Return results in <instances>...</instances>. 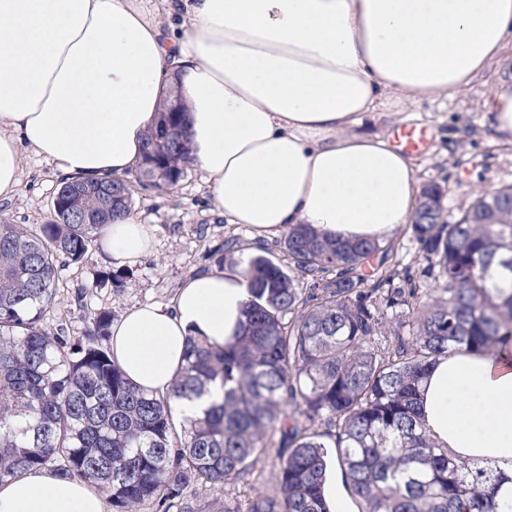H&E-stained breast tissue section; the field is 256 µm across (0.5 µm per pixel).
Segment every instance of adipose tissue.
Wrapping results in <instances>:
<instances>
[{
	"label": "adipose tissue",
	"instance_id": "ef3b65f1",
	"mask_svg": "<svg viewBox=\"0 0 512 512\" xmlns=\"http://www.w3.org/2000/svg\"><path fill=\"white\" fill-rule=\"evenodd\" d=\"M182 20L171 36L157 14ZM512 44V0H0V199L21 150L67 178L124 176L142 160L163 91L187 111L194 165L226 223L260 237L312 225L342 240L388 243L413 216L415 163L363 132L385 101L465 93ZM512 144V82L486 100ZM135 216L106 226L117 264L148 253ZM249 298L243 267L188 278L169 304L112 324L115 362L137 387L169 391L188 337L224 343ZM439 447L488 458L509 475L512 361L452 352L424 392ZM0 512H106L88 481L41 468L0 483Z\"/></svg>",
	"mask_w": 512,
	"mask_h": 512
}]
</instances>
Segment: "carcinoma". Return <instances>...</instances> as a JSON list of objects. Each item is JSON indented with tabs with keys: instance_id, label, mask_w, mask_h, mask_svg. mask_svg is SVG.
Returning <instances> with one entry per match:
<instances>
[{
	"instance_id": "carcinoma-1",
	"label": "carcinoma",
	"mask_w": 512,
	"mask_h": 512,
	"mask_svg": "<svg viewBox=\"0 0 512 512\" xmlns=\"http://www.w3.org/2000/svg\"><path fill=\"white\" fill-rule=\"evenodd\" d=\"M168 106L145 136L135 174L145 189L176 186L192 164L183 113ZM107 185L121 193L104 195ZM56 196L62 211L46 224L0 220V482L43 467L96 484L112 512L147 501L193 512L185 489L243 481L292 405L303 421L276 451L279 495L254 486L245 500L224 497L222 512H331L333 463L362 512H496L503 474L437 447L420 409L429 369L449 351L512 355V185L480 193L453 224L414 213L422 257L444 279L437 297L399 268L392 242L289 228L288 265L262 254L245 262L250 299L237 336L188 338L162 398L113 361L111 312L95 315L81 340L43 324L61 267L132 210L131 182L63 179ZM69 209L90 222L68 221ZM212 386L223 399L175 423L170 402Z\"/></svg>"
}]
</instances>
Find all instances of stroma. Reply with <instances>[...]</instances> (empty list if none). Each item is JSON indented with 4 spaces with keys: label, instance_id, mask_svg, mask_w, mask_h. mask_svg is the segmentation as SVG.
<instances>
[{
    "label": "stroma",
    "instance_id": "stroma-1",
    "mask_svg": "<svg viewBox=\"0 0 512 512\" xmlns=\"http://www.w3.org/2000/svg\"><path fill=\"white\" fill-rule=\"evenodd\" d=\"M510 77L512 60L507 58L479 76L466 95L409 107L394 104L364 119L367 131L389 142L400 127L425 129L427 145L413 155L417 178L424 186L439 185L447 222L458 221L479 190L512 184V146L495 142L484 121L489 85ZM201 177L193 168L174 189L136 190L132 210L151 230V252L116 266L97 244L82 262L62 267L45 327L65 329L79 339L97 313L117 318L138 305L169 302L187 277L223 270L230 257L245 260L264 251L287 262L282 236L256 238L249 227L225 223L213 212ZM59 183L52 165L23 151L20 185L11 199L0 200V218L28 226L47 223ZM109 271L121 275L119 285L100 284Z\"/></svg>",
    "mask_w": 512,
    "mask_h": 512
}]
</instances>
